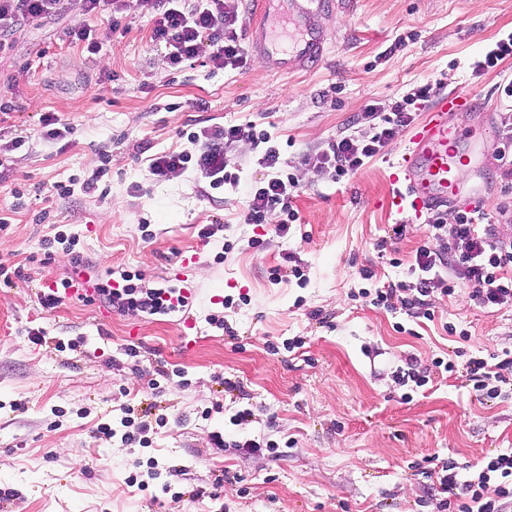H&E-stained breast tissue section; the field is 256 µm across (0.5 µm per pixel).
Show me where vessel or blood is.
<instances>
[{
  "label": "vessel or blood",
  "mask_w": 512,
  "mask_h": 512,
  "mask_svg": "<svg viewBox=\"0 0 512 512\" xmlns=\"http://www.w3.org/2000/svg\"><path fill=\"white\" fill-rule=\"evenodd\" d=\"M268 2L273 6L272 25L263 29L253 43L254 53L266 68L277 74H288L322 58L329 35L320 24L315 8L327 0H315L312 9L304 7L303 0ZM470 105V98L457 91L441 93L434 99L395 166L388 210L419 217L448 206L460 194L466 197L467 209L480 206L477 190L462 189L459 165L464 161L477 163L483 139L462 136L448 119L450 113L464 111Z\"/></svg>",
  "instance_id": "obj_1"
}]
</instances>
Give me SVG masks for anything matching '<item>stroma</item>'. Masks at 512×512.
<instances>
[{
    "label": "stroma",
    "mask_w": 512,
    "mask_h": 512,
    "mask_svg": "<svg viewBox=\"0 0 512 512\" xmlns=\"http://www.w3.org/2000/svg\"><path fill=\"white\" fill-rule=\"evenodd\" d=\"M81 19L79 0H58L51 17L8 31L0 51V215L9 219L0 264L22 272L0 279V507L447 512L430 490L433 468L512 453V386L479 396L465 369L469 358L512 353V307L479 308L466 289L440 286L429 320L396 300L374 303L376 288L413 282L419 246L446 252L453 232L428 241L426 218L384 208L410 128L340 179L301 158L368 135L367 105L389 112L444 79L473 102L451 122L485 135L463 180L479 188L499 236L512 238V221L497 213L512 206V183L496 156L495 107L512 57L474 71L512 30V0H340L321 19L332 38L326 59L291 75L255 58L241 70L204 58L173 70L135 12L123 32L96 22L90 54L65 37ZM49 112L63 124L55 138L41 124ZM217 126L241 131L227 150L235 183L211 192L190 169L147 179L149 156L196 152ZM255 129L299 180L298 219L284 236L280 212L244 221L251 186L268 175ZM58 182L71 193L54 194ZM59 231L77 238L95 280L129 272L140 287L173 288L186 272L185 316L77 299L44 310L43 283L74 273L67 245H45ZM412 365L426 385L403 382ZM125 417L149 424L146 445L100 432ZM151 470L158 479L148 480Z\"/></svg>",
    "instance_id": "stroma-1"
}]
</instances>
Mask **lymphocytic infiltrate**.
<instances>
[{
  "label": "lymphocytic infiltrate",
  "instance_id": "f902f5d3",
  "mask_svg": "<svg viewBox=\"0 0 512 512\" xmlns=\"http://www.w3.org/2000/svg\"><path fill=\"white\" fill-rule=\"evenodd\" d=\"M56 3L57 0H0V23L13 28L46 18L54 13ZM80 4L85 20L68 29L66 35L70 42L82 44L88 53L97 50L89 17L105 16L115 25L119 14L135 10L150 17L152 39L164 46L171 68L195 63L203 55L220 69L236 70L247 64L248 49L241 38L246 18L229 8L225 0H80ZM442 85L438 79L417 86L405 99L395 102L389 113L381 115L367 136L330 140L316 156L318 165L333 169L339 177L357 172L383 152L399 128L411 125L414 112L425 107ZM239 134V128L234 126L217 128L207 136L197 154L164 152L151 157L147 173L165 177L191 166L210 189L223 188L229 178L227 147ZM253 142L262 146V163L273 175L252 187L245 220L260 224L268 212L278 209L286 219L277 225L276 231L287 233L289 222L296 219L291 199L298 180L294 174H281V153L272 145L269 133H255ZM486 218V213L478 208L433 213L429 233H437L449 222L455 225L447 254H440L427 244L420 246L415 256V283H389L377 290V303L400 295L404 307L414 309L444 276L449 290L467 289L470 300L481 307L511 306L512 240L499 239L494 225L487 223ZM95 292L112 307L136 315H162L172 306L171 292L166 288L142 290L129 283L119 288L101 284ZM468 368L474 390L494 399L500 394L503 370L512 368V357L494 364L486 358L474 357ZM436 478L439 492L445 494L447 504L453 505L455 512H512L511 453L480 464L448 461L437 471Z\"/></svg>",
  "mask_w": 512,
  "mask_h": 512
}]
</instances>
